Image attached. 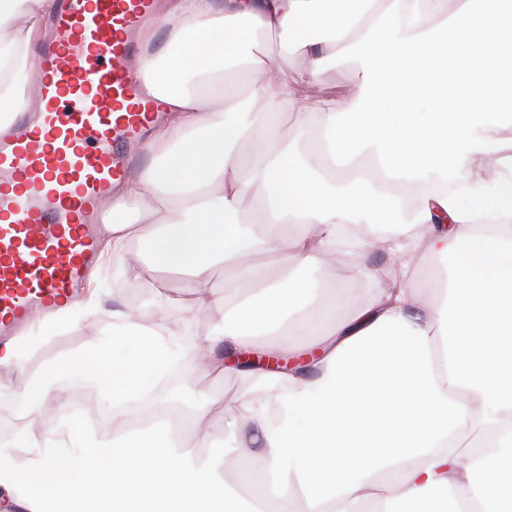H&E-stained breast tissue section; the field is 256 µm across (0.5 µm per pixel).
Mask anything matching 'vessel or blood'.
Segmentation results:
<instances>
[{
    "instance_id": "b4317fda",
    "label": "vessel or blood",
    "mask_w": 512,
    "mask_h": 512,
    "mask_svg": "<svg viewBox=\"0 0 512 512\" xmlns=\"http://www.w3.org/2000/svg\"><path fill=\"white\" fill-rule=\"evenodd\" d=\"M153 0H58L39 60L41 107L0 137V346L69 303L96 256L101 201L143 160L161 116L125 65Z\"/></svg>"
}]
</instances>
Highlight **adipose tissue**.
Listing matches in <instances>:
<instances>
[{"label":"adipose tissue","mask_w":512,"mask_h":512,"mask_svg":"<svg viewBox=\"0 0 512 512\" xmlns=\"http://www.w3.org/2000/svg\"><path fill=\"white\" fill-rule=\"evenodd\" d=\"M55 6L0 0V133L27 106L19 87L39 70L32 45ZM155 23L135 68L172 119L154 131V163L119 188L100 255L153 292L156 272L188 276L189 298L166 305L209 312L191 356L200 371L223 369L227 352L287 354L292 336L315 337L319 357L306 374L254 370L263 395L236 399L218 454L183 442L157 403L140 408L143 430H90L51 402L49 377L69 370L58 362L22 394L41 428L21 426L0 448L13 506L512 512V0H460L452 15L445 0L423 13L409 0H161ZM262 33L310 68L272 78L269 52L254 46ZM339 58L353 63L354 94L340 109L310 105L298 85ZM239 72L265 111H241L227 91ZM282 108L315 124L329 166L276 134ZM488 154L500 168L490 184L474 166ZM257 185L263 216L241 222ZM131 207L148 224L130 220ZM379 243L398 280L355 291L344 318L335 296L297 275L315 252L355 257ZM424 256L444 262L443 281L416 280ZM218 264L233 295L214 287ZM186 357L127 310L108 348L78 360L120 423ZM255 434L260 451H244ZM229 465L242 488L225 483Z\"/></svg>","instance_id":"1"}]
</instances>
